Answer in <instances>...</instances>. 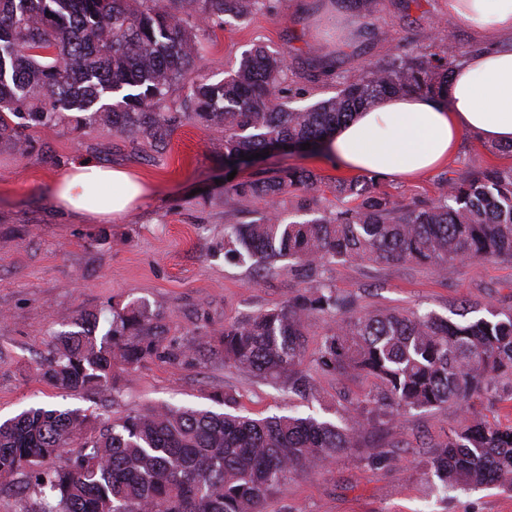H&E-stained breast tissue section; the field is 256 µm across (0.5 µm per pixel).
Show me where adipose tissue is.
<instances>
[{"instance_id":"obj_1","label":"adipose tissue","mask_w":512,"mask_h":512,"mask_svg":"<svg viewBox=\"0 0 512 512\" xmlns=\"http://www.w3.org/2000/svg\"><path fill=\"white\" fill-rule=\"evenodd\" d=\"M448 12L484 35L485 49L458 64L448 101L424 95L391 97L358 110L321 147L330 162L385 179H410L443 166L463 133L492 146L512 145V0H448ZM106 191L109 206L88 202L90 189ZM152 192L129 170L79 158L53 182V199L72 213L118 219Z\"/></svg>"}]
</instances>
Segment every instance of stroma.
I'll use <instances>...</instances> for the list:
<instances>
[{
  "label": "stroma",
  "mask_w": 512,
  "mask_h": 512,
  "mask_svg": "<svg viewBox=\"0 0 512 512\" xmlns=\"http://www.w3.org/2000/svg\"><path fill=\"white\" fill-rule=\"evenodd\" d=\"M196 34V67L173 85L165 103L166 111L185 115L166 147L64 122L27 128L21 148L0 141V419L33 406L87 410L104 420L165 405L214 410L223 393L231 398V412L254 418L355 416L362 424L357 446L288 475L267 498L264 512H512V491L489 486L446 493L431 476L430 447L460 424L462 404L385 415L374 402L379 389L372 378L340 380L317 367L331 322L324 313L309 323L301 364L314 386L310 401L289 394L282 382L208 356L187 364L150 359L119 373L116 388L98 394L67 392L39 380L51 338L81 315L141 301L162 316L169 340L182 347L305 290L289 269L260 277L225 259V225L248 222L267 205L226 193L223 128L186 115L193 82L203 76L222 80L246 51L262 45L285 56L283 85L291 91V106L303 107L334 96L341 77L390 61L393 43L429 54L450 40L462 57L482 44L449 14L448 0H374L367 14L353 10L348 0H266L247 21L202 23ZM77 157L133 169L153 191L120 221L62 211L51 184ZM288 167L321 177L313 214L352 207V199L333 190L350 171L317 151L271 152L238 168L236 178L251 180ZM511 167L512 150L467 133L443 169L417 180L379 178L375 185L409 205L438 199L446 178ZM321 279L355 297L363 313L452 319L464 303L477 317L512 312V261L467 259L442 274L415 263L333 264L323 268Z\"/></svg>",
  "instance_id": "obj_1"
}]
</instances>
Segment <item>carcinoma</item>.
Here are the masks:
<instances>
[{
    "mask_svg": "<svg viewBox=\"0 0 512 512\" xmlns=\"http://www.w3.org/2000/svg\"><path fill=\"white\" fill-rule=\"evenodd\" d=\"M264 0H0V137L23 145L28 124L73 119L161 144L180 122L161 104L198 47L187 17L222 24L248 19ZM392 65L344 79L336 95L307 108H287L285 59L255 47L219 82L191 86L192 114L224 128L231 165L276 147L310 144L314 151L359 109L387 95L436 94L440 70L457 57L391 48ZM86 116H80V113ZM18 122L9 123L10 117ZM312 172L287 168L230 182L243 199L275 203L290 191L311 196ZM336 193L352 208L297 222L261 213L224 226V257L258 273L286 262L312 281L277 308L207 332L224 364L281 380L288 392L311 395L298 369L311 317L333 319L317 365L338 378L376 379V404L392 411L465 403V417L436 446L431 474L444 489L496 485L512 489V427L484 420L475 401L501 375L512 376V314L452 321L433 315L362 314L355 299L319 280L332 263H416L441 273L455 261H512V168L450 178L436 202L404 206L375 191L374 180L338 179ZM160 314L132 302L112 309L97 334L81 316L50 342L41 380L73 392L107 389L114 369L152 358L181 363L198 347L164 344ZM361 423L314 416L253 419L231 412L155 407L101 423L79 409L32 407L0 422V477L21 476L44 502L41 512H263L267 496L313 459L354 447Z\"/></svg>",
    "mask_w": 512,
    "mask_h": 512,
    "instance_id": "obj_1",
    "label": "carcinoma"
}]
</instances>
